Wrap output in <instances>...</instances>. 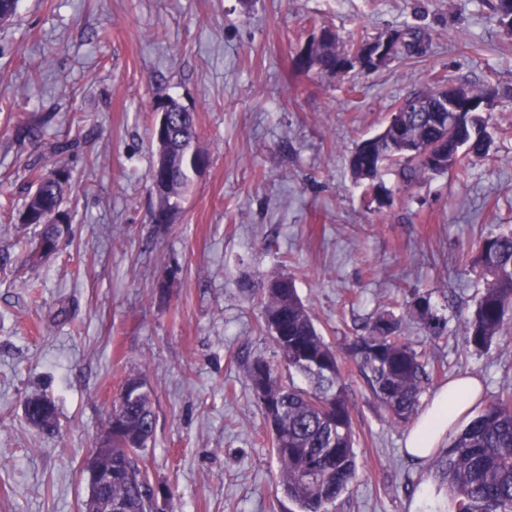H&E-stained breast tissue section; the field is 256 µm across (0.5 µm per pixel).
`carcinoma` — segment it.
Wrapping results in <instances>:
<instances>
[{
  "label": "carcinoma",
  "instance_id": "cac0c4a2",
  "mask_svg": "<svg viewBox=\"0 0 512 512\" xmlns=\"http://www.w3.org/2000/svg\"><path fill=\"white\" fill-rule=\"evenodd\" d=\"M498 24L512 15V0H493ZM395 58L424 56L430 35L421 27L393 30ZM352 42L340 46L335 37L320 43L312 55L316 70L334 74L341 50L350 51ZM422 111L407 113V127L416 152L409 153L393 143L389 132L356 144L349 165L356 180L368 187L377 199L382 173L395 168L410 183L433 173L445 175L464 170L489 155L493 143L482 120L474 112L449 114L439 111L440 89L418 93ZM173 154L170 181L175 199L184 198L191 186L188 168L177 157L193 148L196 130L192 123L174 112ZM448 137V157L429 169L418 151L441 137ZM46 183L36 179L37 192L29 195L26 207L45 204L60 207L69 187L70 174ZM473 264L479 269L483 288L475 307L464 318L465 339L479 351H487L512 322V230L484 238L477 246ZM260 302L263 329L277 348L278 364L255 360L247 367L246 378L256 386L261 368L264 382L265 414L270 426L271 445L280 466L279 484L298 512H333L336 500L349 493L356 478L353 421L341 382L343 363L355 362L374 397L392 419L406 424L418 414L422 382L429 380L428 363L402 336L401 321L392 313H380L354 337L347 356H340L319 334L313 319L298 295L295 278L276 274L267 279ZM413 312L426 335L441 338L447 321L420 297ZM112 405V502H121L127 512H158L153 482L144 464V452L155 431L151 391L143 377L125 378ZM52 401L33 394L25 401L27 421L41 429L55 427V414L39 417L33 404ZM435 480L450 499L451 512H512V392L507 391L487 403L471 421L460 428L448 446L439 449L433 461Z\"/></svg>",
  "mask_w": 512,
  "mask_h": 512
}]
</instances>
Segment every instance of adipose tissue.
Returning <instances> with one entry per match:
<instances>
[{
	"mask_svg": "<svg viewBox=\"0 0 512 512\" xmlns=\"http://www.w3.org/2000/svg\"><path fill=\"white\" fill-rule=\"evenodd\" d=\"M481 383L475 377L452 380L440 388L414 421L405 441L407 454L416 463H427L454 427L477 404Z\"/></svg>",
	"mask_w": 512,
	"mask_h": 512,
	"instance_id": "obj_1",
	"label": "adipose tissue"
}]
</instances>
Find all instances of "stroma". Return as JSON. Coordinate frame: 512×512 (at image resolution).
Here are the masks:
<instances>
[{"instance_id":"stroma-1","label":"stroma","mask_w":512,"mask_h":512,"mask_svg":"<svg viewBox=\"0 0 512 512\" xmlns=\"http://www.w3.org/2000/svg\"><path fill=\"white\" fill-rule=\"evenodd\" d=\"M426 27V56L372 72H300L321 27L341 42ZM489 87V159L411 185L386 172L372 203L349 154L392 105L431 86ZM196 120L209 163L166 229L149 171L152 128L168 101ZM38 135L20 142L15 131ZM77 140L54 154L52 142ZM72 173L71 227L35 266L41 227L19 221L33 174ZM512 227V33L487 0H20L0 27V512H83L84 463L124 378L145 375L154 482L165 512H291L269 426L247 379L276 361L260 287L294 275L325 340L346 352L361 326L394 313L439 372L421 405L459 375L483 401L512 391V338L468 347L462 313L482 286L478 241ZM428 296L448 335L426 336L409 309ZM342 383L356 432L357 479L335 512H448L431 465L404 453L354 364ZM53 402L57 427L24 403ZM38 401L46 402L50 406L52 413L48 417L39 418L38 410L32 408L33 404ZM25 415L31 425L41 430H52L55 427V407L52 401L46 396L40 394L29 396L25 401Z\"/></svg>"}]
</instances>
